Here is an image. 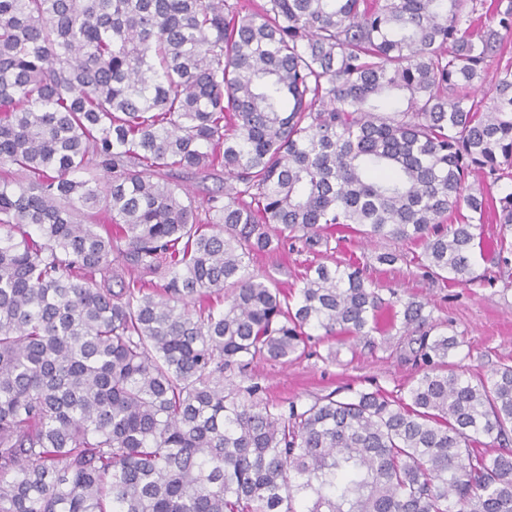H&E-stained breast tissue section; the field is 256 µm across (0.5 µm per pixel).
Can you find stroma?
Instances as JSON below:
<instances>
[{
    "label": "stroma",
    "mask_w": 512,
    "mask_h": 512,
    "mask_svg": "<svg viewBox=\"0 0 512 512\" xmlns=\"http://www.w3.org/2000/svg\"><path fill=\"white\" fill-rule=\"evenodd\" d=\"M421 251L418 245L389 238L367 241L349 232L331 252L312 254L285 246L273 254L254 255L250 269L273 280L279 288L297 289L307 264L331 267L357 259L366 265L367 275L383 298L424 302L442 330L457 337L460 345L448 357L453 367L487 373L500 364H512V288L499 282L464 287L435 280L415 261ZM388 252L398 254V261L379 263V255ZM418 369L410 338L399 329L391 330L387 344L374 350L361 343L342 346L334 339L318 336L311 341L306 357L286 364L259 362L251 367L264 399L278 403H306L332 392L344 397L356 390L375 388L397 395Z\"/></svg>",
    "instance_id": "obj_1"
}]
</instances>
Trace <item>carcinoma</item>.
I'll return each mask as SVG.
<instances>
[{"instance_id":"1","label":"carcinoma","mask_w":512,"mask_h":512,"mask_svg":"<svg viewBox=\"0 0 512 512\" xmlns=\"http://www.w3.org/2000/svg\"><path fill=\"white\" fill-rule=\"evenodd\" d=\"M485 13L512 31V0H0V512H512V365L450 367L358 262L290 294L249 268L350 230L497 281L474 252L512 241L468 178L512 179V65L470 94L504 53ZM219 171L199 208L180 174ZM494 209L512 227L511 190ZM396 321L399 398L230 375Z\"/></svg>"}]
</instances>
